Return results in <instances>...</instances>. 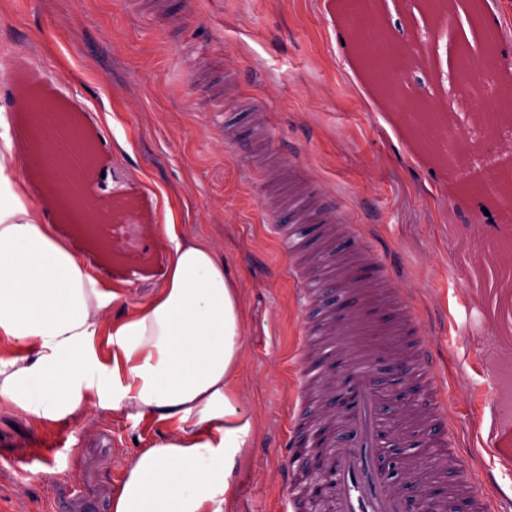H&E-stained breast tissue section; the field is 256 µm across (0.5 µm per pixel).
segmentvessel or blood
Segmentation results:
<instances>
[{
	"instance_id": "b4317fda",
	"label": "vessel or blood",
	"mask_w": 512,
	"mask_h": 512,
	"mask_svg": "<svg viewBox=\"0 0 512 512\" xmlns=\"http://www.w3.org/2000/svg\"><path fill=\"white\" fill-rule=\"evenodd\" d=\"M290 202L301 213L316 215L321 234L357 238L356 224L343 210L320 200L315 187L293 195ZM274 231L288 258L308 252L298 225L278 224ZM335 270L334 258L323 255L298 275L299 293L306 305L315 307L316 317L303 326L297 377L303 392L321 387L326 362L333 359L335 346L343 345L357 404L353 412L338 415L307 400L294 411L289 466L282 474V509L313 512L319 506L324 512H405L404 496L384 482L377 468L385 433L429 441V448L410 466L417 490L462 466L457 450L448 445V392L439 360L425 338V323L413 301L395 288L393 269L371 254L354 255L344 280L367 298L342 320L321 303L325 278ZM386 341L393 344L394 356L420 388L416 404L392 422L382 416L386 391L379 383L380 345ZM486 508L483 494L468 487L443 489L432 504L433 512H485Z\"/></svg>"
}]
</instances>
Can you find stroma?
<instances>
[{
	"label": "stroma",
	"instance_id": "1",
	"mask_svg": "<svg viewBox=\"0 0 512 512\" xmlns=\"http://www.w3.org/2000/svg\"><path fill=\"white\" fill-rule=\"evenodd\" d=\"M429 0H375L383 35L412 47L399 82L429 92L443 112L473 108L450 93L454 65L445 42L422 35ZM492 34L509 61L512 0H482L462 35ZM0 114L12 135L28 126L18 95L29 86L75 115L91 139L88 186L111 204L100 252L87 225L59 223L76 256L137 302L164 279L167 244L158 224L179 225L210 243L241 288L247 319L240 390L253 417L246 462L225 512H279L285 443L298 391L297 348L311 310L300 305L273 227L288 224L256 167L266 153L312 176L364 226L366 244L397 270V286L418 305L448 385L459 479L478 468L488 512H512V330L499 315L512 304L502 269L482 266L485 243L512 248V208L463 195L451 160L422 135L426 115L394 111L371 82L343 0H0ZM266 109L270 137L255 145L247 103ZM239 130L225 141L224 127ZM462 142L463 169L477 180L512 159V129L483 156L474 136L435 126ZM167 425L109 410L49 421L0 406V512H110L125 464L167 436ZM54 443L53 457L35 456Z\"/></svg>",
	"mask_w": 512,
	"mask_h": 512
}]
</instances>
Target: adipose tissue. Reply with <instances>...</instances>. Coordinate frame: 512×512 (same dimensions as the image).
<instances>
[{
  "label": "adipose tissue",
  "instance_id": "adipose-tissue-1",
  "mask_svg": "<svg viewBox=\"0 0 512 512\" xmlns=\"http://www.w3.org/2000/svg\"><path fill=\"white\" fill-rule=\"evenodd\" d=\"M0 160V403L58 420L92 405L171 425L127 464L112 512H224L253 420L241 407V290L173 224L163 284L127 291L80 262Z\"/></svg>",
  "mask_w": 512,
  "mask_h": 512
}]
</instances>
